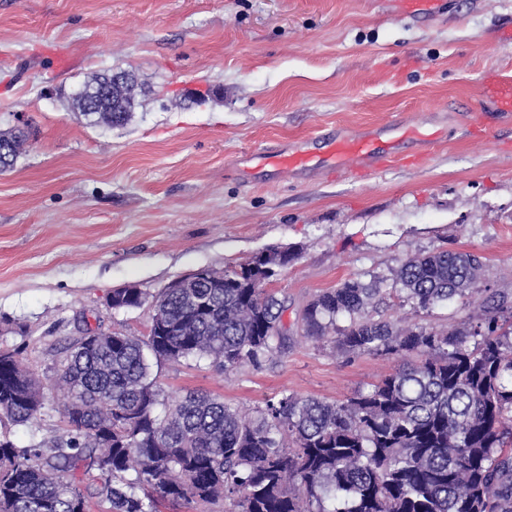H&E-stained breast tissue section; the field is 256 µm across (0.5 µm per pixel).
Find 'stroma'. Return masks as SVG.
Returning a JSON list of instances; mask_svg holds the SVG:
<instances>
[{
	"instance_id": "obj_1",
	"label": "stroma",
	"mask_w": 512,
	"mask_h": 512,
	"mask_svg": "<svg viewBox=\"0 0 512 512\" xmlns=\"http://www.w3.org/2000/svg\"><path fill=\"white\" fill-rule=\"evenodd\" d=\"M507 14L512 0H439L415 17L386 0H0V131L31 132L0 174V349H19L48 394L10 426L16 447L61 433L58 368L83 324L147 335L149 308L112 311L116 288L152 296L193 270L294 248L271 285L288 306L286 354L153 368L165 399L201 391L244 411L285 391L344 399L398 367L305 335L304 306L345 279L386 288L401 260L445 247L481 255L486 288L512 294V112L480 93L486 74L512 78V44L496 34ZM109 69L147 89L121 127L70 107ZM367 132L383 166L260 160ZM473 312L464 299L387 310L437 328Z\"/></svg>"
}]
</instances>
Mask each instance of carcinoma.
Wrapping results in <instances>:
<instances>
[{"instance_id":"obj_1","label":"carcinoma","mask_w":512,"mask_h":512,"mask_svg":"<svg viewBox=\"0 0 512 512\" xmlns=\"http://www.w3.org/2000/svg\"><path fill=\"white\" fill-rule=\"evenodd\" d=\"M138 103L118 104L112 125ZM0 172L26 142L10 131ZM252 261L153 297L119 288L115 311L158 305L146 336H79L60 363L64 432L18 448L0 434V512H512V303L480 287L484 265L438 248L400 262L390 287L348 278L302 310L307 335L336 333L348 354L394 356L402 366L371 389L332 402L283 392L243 413L203 392L160 399L151 362L208 360L224 369L284 352L287 307ZM414 312L456 297L480 313L446 329L372 312L384 295ZM344 326H339V323ZM45 404L21 352L0 351V422L25 424Z\"/></svg>"}]
</instances>
